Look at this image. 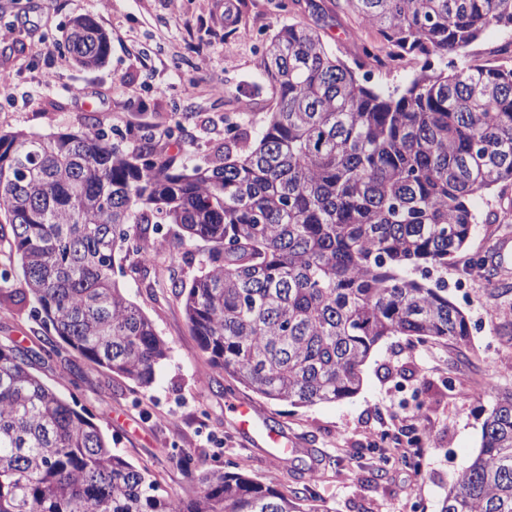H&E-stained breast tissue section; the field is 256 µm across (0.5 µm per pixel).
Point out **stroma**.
<instances>
[{
  "instance_id": "stroma-1",
  "label": "stroma",
  "mask_w": 512,
  "mask_h": 512,
  "mask_svg": "<svg viewBox=\"0 0 512 512\" xmlns=\"http://www.w3.org/2000/svg\"><path fill=\"white\" fill-rule=\"evenodd\" d=\"M239 21L224 23V0H0V130L56 133L96 122L113 142L128 130L158 133L178 114L192 113L187 151L202 162L224 148V120L260 128L268 110L258 59L285 23L318 28L328 48L345 61L361 52L350 36L358 21L342 0H300L291 12L271 0H236ZM88 15L107 33L110 54L87 69L71 58L66 34L74 18ZM477 64L512 59V34L492 28L467 50ZM60 77L42 85L48 66ZM512 222L478 225L467 246L448 264V296L470 322L467 345L393 336L380 342L362 368L363 384L333 404L294 407L270 403L214 371L202 384L205 356L170 291L146 287L124 258L120 282L129 297L170 342L169 359L148 392L127 380L89 368L88 383L73 387L68 351L35 359V373L63 397L77 396L114 451L148 468L158 492L193 495L178 461L191 452L207 465L247 467L258 481L289 490L308 486L321 512H439L459 473L476 455L483 422L498 394L512 390V293L494 296L487 272ZM161 256L150 280L191 279L207 245L183 239L176 226L156 233ZM148 279V280H149ZM47 329L30 302L0 304V344L39 350ZM255 406L265 424L295 439L305 464L286 470L254 446L226 406ZM417 448L421 463H401L400 451Z\"/></svg>"
}]
</instances>
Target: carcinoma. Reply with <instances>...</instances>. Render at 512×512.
Wrapping results in <instances>:
<instances>
[{
    "label": "carcinoma",
    "mask_w": 512,
    "mask_h": 512,
    "mask_svg": "<svg viewBox=\"0 0 512 512\" xmlns=\"http://www.w3.org/2000/svg\"><path fill=\"white\" fill-rule=\"evenodd\" d=\"M364 44L351 66L302 23L283 24L259 72L271 108L258 130L224 126L205 164L162 157L154 134L133 147L91 123L77 132L0 133V220L32 314L80 359L146 391L171 348L130 301L115 254L150 273L149 232L174 224L210 244L198 274L169 276L208 365L271 402L295 407L355 395L362 367L391 336L467 343L470 324L444 274L480 215L472 197L512 183V65L464 50L496 26L512 32V0H344ZM66 40L84 68L110 50L90 19ZM425 58L408 83L370 84L382 58ZM364 73H359V70ZM36 352L0 344V512H319L306 487L284 492L246 469H197L198 492L158 494L157 482L112 450L79 407L32 371ZM440 512H512V392L497 397L481 448Z\"/></svg>",
    "instance_id": "carcinoma-1"
}]
</instances>
